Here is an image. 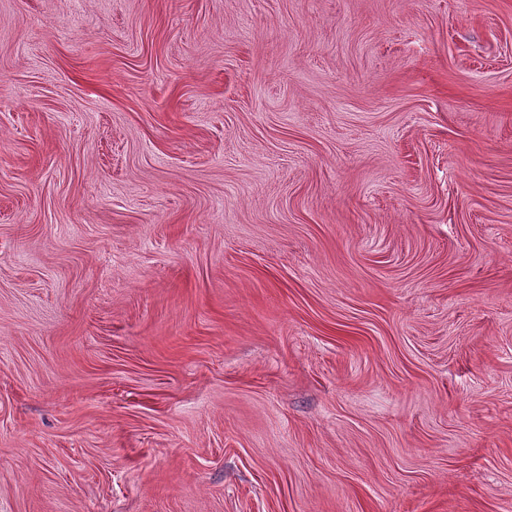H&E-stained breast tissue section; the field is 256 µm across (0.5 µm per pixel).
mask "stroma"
<instances>
[{
	"label": "stroma",
	"mask_w": 512,
	"mask_h": 512,
	"mask_svg": "<svg viewBox=\"0 0 512 512\" xmlns=\"http://www.w3.org/2000/svg\"><path fill=\"white\" fill-rule=\"evenodd\" d=\"M0 512H512V0H0Z\"/></svg>",
	"instance_id": "35a3bbf8"
}]
</instances>
